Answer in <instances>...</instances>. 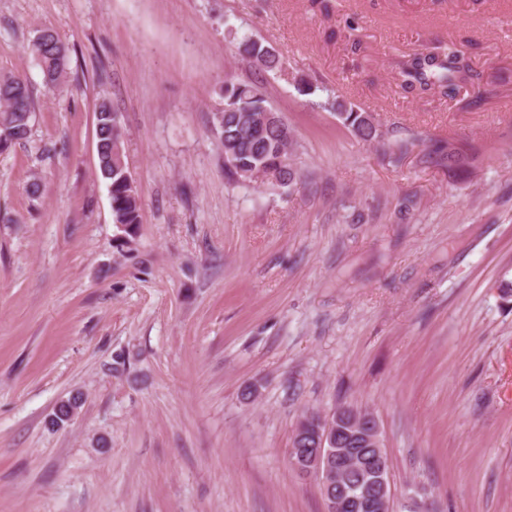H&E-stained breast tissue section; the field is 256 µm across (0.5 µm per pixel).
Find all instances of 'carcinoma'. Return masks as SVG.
I'll return each instance as SVG.
<instances>
[{"mask_svg":"<svg viewBox=\"0 0 512 512\" xmlns=\"http://www.w3.org/2000/svg\"><path fill=\"white\" fill-rule=\"evenodd\" d=\"M31 51L49 85H57L66 73L69 48L50 28L39 32ZM239 54L250 59H263L262 70L275 74L285 71L282 58L265 50L262 44L245 37L238 44ZM401 88L408 94H423L433 88L444 96H453L463 83L474 80L465 58L452 44L438 45L431 51L415 53L403 63ZM224 106L214 113V124L224 146V173L228 180L250 183L274 170L281 178L280 186L292 187L300 174L290 152L291 133L275 122L263 121L270 110L262 88L255 83H224ZM109 102L102 100L95 112L98 170L110 189L112 223L123 232L121 242H131L139 232L141 203L130 185L123 151L124 133L120 120L112 117ZM336 115L359 140L374 145L376 151L394 163L408 152V145L386 138L370 115L352 106L336 102ZM35 116V103L28 81L16 75L0 74V152L28 140ZM431 162L448 170L463 166L467 157L459 150L439 145L431 150ZM81 399L60 401L50 424L60 426L72 419Z\"/></svg>","mask_w":512,"mask_h":512,"instance_id":"carcinoma-1","label":"carcinoma"}]
</instances>
